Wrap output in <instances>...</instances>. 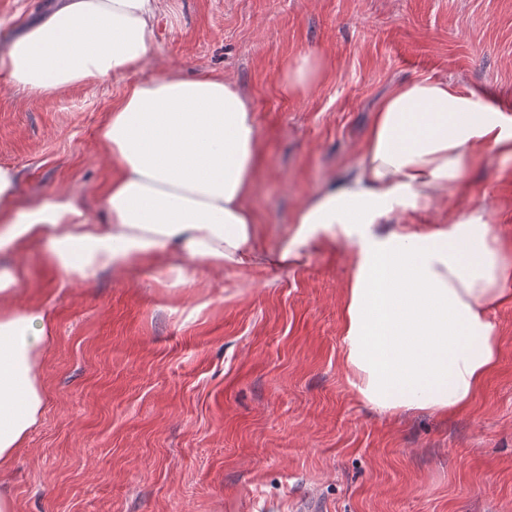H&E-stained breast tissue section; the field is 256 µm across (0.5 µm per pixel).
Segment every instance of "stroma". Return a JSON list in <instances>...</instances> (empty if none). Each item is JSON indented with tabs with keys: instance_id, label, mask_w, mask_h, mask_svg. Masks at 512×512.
<instances>
[{
	"instance_id": "35a3bbf8",
	"label": "stroma",
	"mask_w": 512,
	"mask_h": 512,
	"mask_svg": "<svg viewBox=\"0 0 512 512\" xmlns=\"http://www.w3.org/2000/svg\"><path fill=\"white\" fill-rule=\"evenodd\" d=\"M53 3L0 0V52ZM303 53L321 74L284 94ZM170 74L221 75L249 99L263 152L248 204L273 254L345 177L394 85L444 78L512 116V0H163L132 71L53 96L0 72V165L19 171L20 206L65 194L102 223L104 117L128 84ZM476 207L512 247V160L489 154L407 219ZM16 262L17 301L53 314L42 419L0 472L16 512H512V302L470 410L390 418L356 402L339 364L346 242L313 240L284 266L199 265L178 287L134 268L63 288L37 246Z\"/></svg>"
}]
</instances>
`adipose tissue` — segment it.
<instances>
[{
	"mask_svg": "<svg viewBox=\"0 0 512 512\" xmlns=\"http://www.w3.org/2000/svg\"><path fill=\"white\" fill-rule=\"evenodd\" d=\"M161 4L61 0L0 52V70L39 95L131 70L153 48ZM99 145L112 170L102 224L62 194L18 211V172L0 166V254L44 245L66 284L146 267L179 286L196 263L221 271L259 262L248 199L260 133L231 80L131 84ZM491 151L512 158V117L490 96L430 77L398 84L347 178L311 196L279 252L287 261L320 236L349 244L340 365L356 401L381 415L467 409L500 361L495 314L512 298V258L485 212L423 227L395 221L464 187ZM23 274L0 266V471L26 446L44 404L50 304H15Z\"/></svg>",
	"mask_w": 512,
	"mask_h": 512,
	"instance_id": "adipose-tissue-1",
	"label": "adipose tissue"
}]
</instances>
